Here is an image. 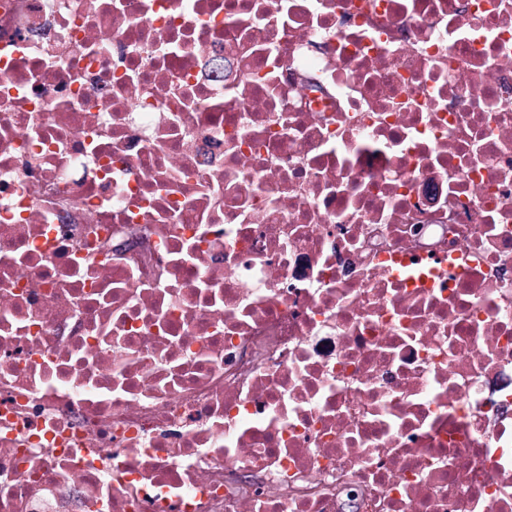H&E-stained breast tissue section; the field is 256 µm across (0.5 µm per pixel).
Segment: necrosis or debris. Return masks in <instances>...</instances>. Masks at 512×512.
<instances>
[{
    "label": "necrosis or debris",
    "instance_id": "necrosis-or-debris-1",
    "mask_svg": "<svg viewBox=\"0 0 512 512\" xmlns=\"http://www.w3.org/2000/svg\"><path fill=\"white\" fill-rule=\"evenodd\" d=\"M512 512V0H0V512Z\"/></svg>",
    "mask_w": 512,
    "mask_h": 512
}]
</instances>
